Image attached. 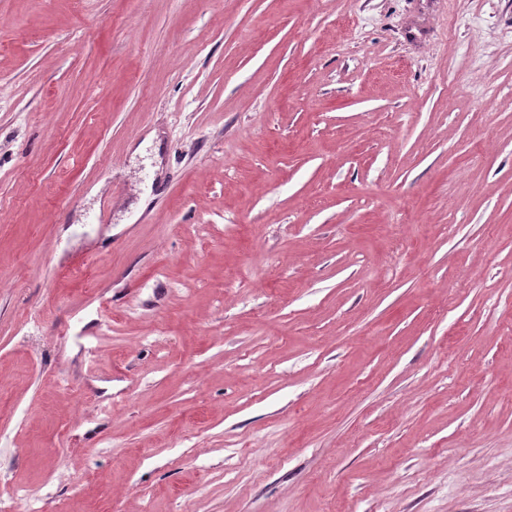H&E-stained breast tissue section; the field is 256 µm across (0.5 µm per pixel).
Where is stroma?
I'll return each mask as SVG.
<instances>
[{
  "instance_id": "stroma-1",
  "label": "stroma",
  "mask_w": 512,
  "mask_h": 512,
  "mask_svg": "<svg viewBox=\"0 0 512 512\" xmlns=\"http://www.w3.org/2000/svg\"><path fill=\"white\" fill-rule=\"evenodd\" d=\"M1 494L512 512V0H0Z\"/></svg>"
}]
</instances>
